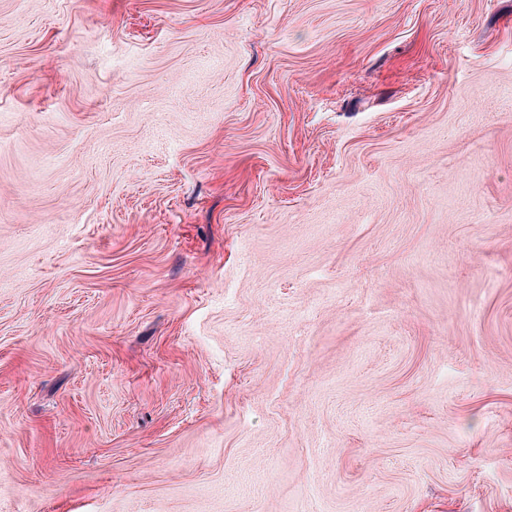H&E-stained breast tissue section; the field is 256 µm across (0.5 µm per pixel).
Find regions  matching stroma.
Wrapping results in <instances>:
<instances>
[{"mask_svg":"<svg viewBox=\"0 0 512 512\" xmlns=\"http://www.w3.org/2000/svg\"><path fill=\"white\" fill-rule=\"evenodd\" d=\"M0 512H512V0H0Z\"/></svg>","mask_w":512,"mask_h":512,"instance_id":"35a3bbf8","label":"stroma"}]
</instances>
